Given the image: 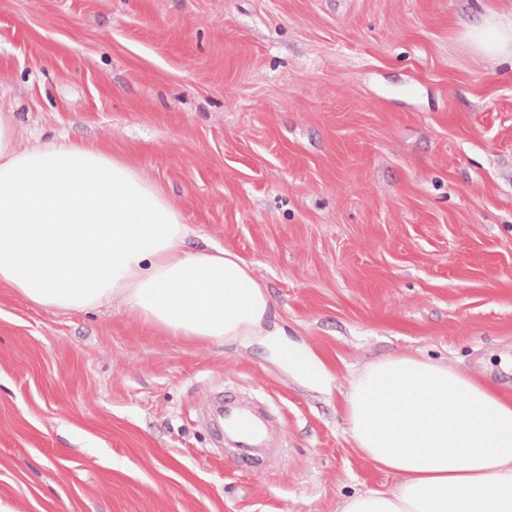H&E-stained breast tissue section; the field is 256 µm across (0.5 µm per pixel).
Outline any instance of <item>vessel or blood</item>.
I'll use <instances>...</instances> for the list:
<instances>
[{"mask_svg": "<svg viewBox=\"0 0 512 512\" xmlns=\"http://www.w3.org/2000/svg\"><path fill=\"white\" fill-rule=\"evenodd\" d=\"M201 423L215 434L217 444H230L234 463L244 470L280 456L271 435L276 426L268 407L232 388H224L198 412Z\"/></svg>", "mask_w": 512, "mask_h": 512, "instance_id": "vessel-or-blood-1", "label": "vessel or blood"}]
</instances>
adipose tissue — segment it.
<instances>
[{
  "instance_id": "ef3b65f1",
  "label": "adipose tissue",
  "mask_w": 512,
  "mask_h": 512,
  "mask_svg": "<svg viewBox=\"0 0 512 512\" xmlns=\"http://www.w3.org/2000/svg\"><path fill=\"white\" fill-rule=\"evenodd\" d=\"M464 41L512 64V14L487 12ZM191 228L124 159L92 144L20 148L0 110V284L52 312L121 302L153 329L196 343L266 335L271 300L237 254L193 252ZM351 439L390 490L341 512H512V398L448 364L392 355L343 395Z\"/></svg>"
}]
</instances>
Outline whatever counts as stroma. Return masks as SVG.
Segmentation results:
<instances>
[{"label":"stroma","instance_id":"obj_1","mask_svg":"<svg viewBox=\"0 0 512 512\" xmlns=\"http://www.w3.org/2000/svg\"><path fill=\"white\" fill-rule=\"evenodd\" d=\"M512 0H0L18 144H96L245 260L274 343H192L120 303L0 285V499L15 512H340L397 480L346 433L367 363L414 354L512 396V68L463 41ZM269 397L287 452L238 470L198 426ZM289 351H293V352H298V351L301 352V351L297 348H290L288 346V350H286L284 352V357L286 360L290 359V360L296 362L297 364L301 365L302 363H301L300 358L293 353H288ZM301 353H303V352H301ZM303 354L305 355L309 366H308V369L304 373H300V375L304 379H306L307 381H309L313 384H322L325 380V372H324L323 367L310 354H308V353H303Z\"/></svg>","mask_w":512,"mask_h":512}]
</instances>
